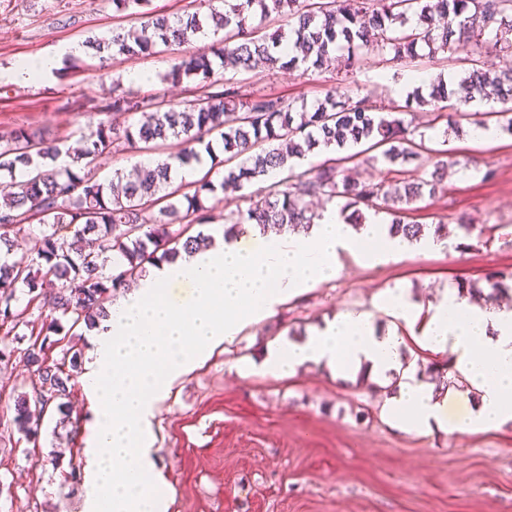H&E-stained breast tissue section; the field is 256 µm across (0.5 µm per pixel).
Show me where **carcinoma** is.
<instances>
[{"label":"carcinoma","instance_id":"carcinoma-1","mask_svg":"<svg viewBox=\"0 0 512 512\" xmlns=\"http://www.w3.org/2000/svg\"><path fill=\"white\" fill-rule=\"evenodd\" d=\"M197 8L158 14L146 9L150 0H112L111 35L88 39L94 70L120 57L149 56L174 46L205 38L210 43L189 57L173 60L165 79L192 81L196 98L180 105L155 95L126 90L113 81L112 95L94 103L93 111L107 119L81 136L83 146L70 152L67 140L50 139L39 130L17 127L0 137V190L9 203L0 208V286L28 289L31 299L42 288L53 295L51 312L40 317L38 335L23 356L25 366L37 377L33 399L21 396L15 403L13 422L28 438H37L39 415L46 404L65 407L75 386L80 354L69 359L70 369L50 360L51 337L62 330L61 319L93 327L107 316L112 293L145 275L161 261L180 252L192 253L210 245L209 236L189 233L196 224L213 223L210 199L224 187L243 189L261 184L274 168L283 169L294 158L314 150L343 149L371 142L378 155L359 158L353 153L327 158L295 175L293 181L261 186L247 211L224 215V233L242 234L249 224L260 233L300 234L317 217L311 199L341 200L340 215L354 228L361 226L360 205L382 201L391 216L388 229L411 240L433 236L447 238L443 224L427 232L423 224H409L404 213L425 196L440 191L448 168L456 161L447 151L433 164L429 178H414L406 166L424 167L422 144L415 142L405 116L412 105L429 106L433 120L448 126L464 116L462 108L480 100L512 101V0H194ZM133 16L138 25L120 20ZM276 25L260 34L255 17ZM471 45L472 54L494 57L489 65L473 64L454 87L440 79L428 96L414 92L405 108H378L367 97L329 90L313 110L295 108L283 96L265 89L246 91L225 83L219 70L232 68L248 74L258 65L270 71L300 66L328 70L344 60L345 75L354 74L373 57L381 63L408 65L419 50L431 54L453 52L457 45ZM140 115L135 123L128 118ZM179 140V149L168 151V141ZM146 152L166 155L154 167L115 172L120 189L100 177L104 154ZM71 166L59 168L60 154ZM208 154L224 165L216 183L209 173L190 182H175V165L191 166ZM224 158H218V155ZM383 161L398 167L400 178L387 191L380 183L359 180L346 173V164ZM182 223L174 236L169 225ZM38 248L24 249L26 239ZM119 269L107 275V253ZM458 294L474 301L495 303L512 290V273L495 271L484 285L471 280L456 283ZM12 294L0 304V326L11 332L23 322L24 311L11 306ZM444 362L431 363L426 371L436 387L448 385Z\"/></svg>","mask_w":512,"mask_h":512}]
</instances>
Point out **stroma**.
I'll return each instance as SVG.
<instances>
[{
  "label": "stroma",
  "instance_id": "obj_1",
  "mask_svg": "<svg viewBox=\"0 0 512 512\" xmlns=\"http://www.w3.org/2000/svg\"><path fill=\"white\" fill-rule=\"evenodd\" d=\"M113 24L112 0H0V70L107 36ZM170 60L167 53L121 57L100 73L86 69L85 55L72 54L51 78L0 81V135L24 125L79 139L99 121L80 103L106 97L116 78L127 90L177 104L190 100L187 85L166 81ZM136 68L152 72L153 81L132 86L127 75ZM405 74L372 59L342 85L328 71L271 75L263 67L249 82L297 105L314 103L336 86L377 105H401ZM412 117L426 147L447 149L456 165L442 190L419 202L406 220L447 225V243L376 265L341 254L336 279L244 325L164 390L152 426L164 480L145 478L163 512H512V424L467 434L403 429L390 416L386 397L326 367L305 365L282 377L254 365L261 345L304 336L349 311L372 314L375 323L403 336L411 361L428 364L434 354L419 336L429 304L456 278L512 271V133L498 126L480 142L470 136L471 120L451 131L445 121H431L428 111ZM490 168L496 175L488 180ZM462 216L470 233L458 229ZM394 289L416 303L412 323L384 309ZM32 341L29 329L19 327L8 338L10 362L0 363V512H82L84 480L64 478L86 466L92 410L82 386L74 387L65 410L48 404L38 441L26 439L13 423L17 398L32 391L22 361Z\"/></svg>",
  "mask_w": 512,
  "mask_h": 512
}]
</instances>
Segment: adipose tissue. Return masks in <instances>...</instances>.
I'll return each mask as SVG.
<instances>
[{"instance_id":"1","label":"adipose tissue","mask_w":512,"mask_h":512,"mask_svg":"<svg viewBox=\"0 0 512 512\" xmlns=\"http://www.w3.org/2000/svg\"><path fill=\"white\" fill-rule=\"evenodd\" d=\"M376 223L354 231L327 207L307 233L264 238L246 249L217 237L210 248L150 268L135 290L113 304L94 359L82 375L94 401L86 453L91 469L83 512H159L144 474L155 469L148 441L161 392L188 373L211 348L231 340L242 324L273 315L288 297L338 276L337 257L350 252L370 263L427 251ZM191 288L172 299L174 285ZM423 345L446 353L473 391L466 411L448 419L447 396L422 381L417 365L402 367L399 336L377 329L367 313H342L311 335L265 348L262 365L288 376L316 364L345 377L358 369L403 379L389 405L392 416L418 431L460 433L512 423V308L482 306L449 291L423 325Z\"/></svg>"}]
</instances>
